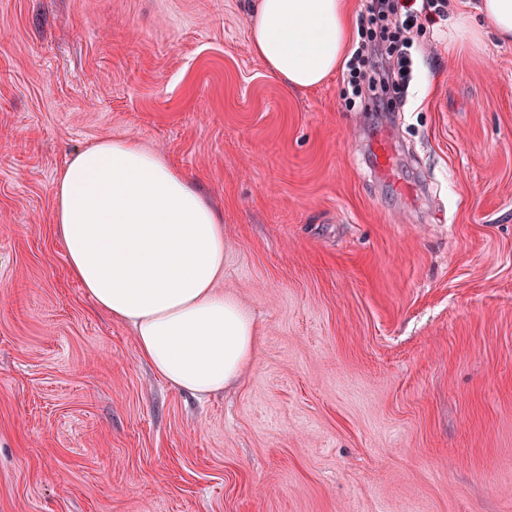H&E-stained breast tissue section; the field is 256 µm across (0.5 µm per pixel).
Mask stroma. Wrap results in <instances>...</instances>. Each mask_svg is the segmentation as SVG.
<instances>
[{
	"label": "stroma",
	"instance_id": "1",
	"mask_svg": "<svg viewBox=\"0 0 512 512\" xmlns=\"http://www.w3.org/2000/svg\"><path fill=\"white\" fill-rule=\"evenodd\" d=\"M252 4L0 0V512H512V44L422 30L394 118L272 78ZM105 136L223 215L257 347L222 394L68 271L53 186ZM372 170L380 176H390L394 170V157L391 143L384 139H378L372 147Z\"/></svg>",
	"mask_w": 512,
	"mask_h": 512
}]
</instances>
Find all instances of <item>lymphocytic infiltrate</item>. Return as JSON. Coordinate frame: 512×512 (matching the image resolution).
Returning <instances> with one entry per match:
<instances>
[{
  "label": "lymphocytic infiltrate",
  "instance_id": "obj_1",
  "mask_svg": "<svg viewBox=\"0 0 512 512\" xmlns=\"http://www.w3.org/2000/svg\"><path fill=\"white\" fill-rule=\"evenodd\" d=\"M448 18V0H365L355 43L343 64L345 106L359 112H394L387 88L408 93L414 79L415 37Z\"/></svg>",
  "mask_w": 512,
  "mask_h": 512
}]
</instances>
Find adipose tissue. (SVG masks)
I'll return each mask as SVG.
<instances>
[{"label":"adipose tissue","instance_id":"obj_1","mask_svg":"<svg viewBox=\"0 0 512 512\" xmlns=\"http://www.w3.org/2000/svg\"><path fill=\"white\" fill-rule=\"evenodd\" d=\"M512 42V0H475L452 32L478 41L471 13ZM255 53L287 87L321 84L352 40L346 0H256ZM54 220L71 276L99 310L134 330L141 357L175 389L205 398L242 376L255 356V324L219 290L224 226L183 172L142 145L104 137L57 177Z\"/></svg>","mask_w":512,"mask_h":512}]
</instances>
